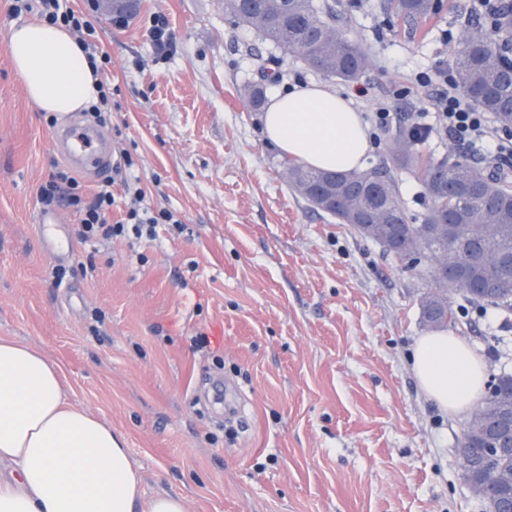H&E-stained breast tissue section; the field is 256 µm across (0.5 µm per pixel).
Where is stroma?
Returning a JSON list of instances; mask_svg holds the SVG:
<instances>
[{"instance_id": "1", "label": "stroma", "mask_w": 512, "mask_h": 512, "mask_svg": "<svg viewBox=\"0 0 512 512\" xmlns=\"http://www.w3.org/2000/svg\"><path fill=\"white\" fill-rule=\"evenodd\" d=\"M370 67L331 79L224 11V0H137L125 28L93 17L111 102L103 130L128 149L145 203L186 229L135 249L75 244L63 285L36 235L40 186L65 159L54 115L30 103L0 0V337L45 350L69 401L127 441L144 499L179 493L186 512H483L460 476L465 418L420 391L409 356L430 333L432 283L384 247L312 210L288 186L247 89L319 84L368 114L457 55L467 0L423 23L388 0H329ZM177 51L156 62L150 20ZM274 73L262 81V72ZM406 127L367 123L364 166H383ZM205 333L207 352L190 338ZM491 374L512 372V312H469L454 329Z\"/></svg>"}]
</instances>
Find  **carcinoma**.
<instances>
[{"instance_id": "carcinoma-1", "label": "carcinoma", "mask_w": 512, "mask_h": 512, "mask_svg": "<svg viewBox=\"0 0 512 512\" xmlns=\"http://www.w3.org/2000/svg\"><path fill=\"white\" fill-rule=\"evenodd\" d=\"M393 11L408 23L426 19L435 0H390ZM230 16L255 30L283 55L300 58L321 73L352 80L369 66V58L357 41L336 29L332 7L317 0H224ZM499 37L465 33L456 56L455 71L462 91L478 107L501 124L512 127V59L505 58L500 43L512 42V13L493 22ZM420 173L429 209L423 223L410 222L399 197L394 172ZM289 186L308 205L350 224L408 267L432 272L435 287L422 300L427 324H454L451 300L512 310V179L503 172L485 173L465 161L428 162L422 159L408 136H401L390 162L380 168L324 171L289 161L285 166ZM399 225L403 238L388 247L392 233L358 228ZM454 225L448 240L444 225ZM498 382L472 412L458 445L459 467L468 475L475 459L491 471L487 487L475 493L483 503L512 491V458L491 454L495 409L512 400V372L496 375Z\"/></svg>"}]
</instances>
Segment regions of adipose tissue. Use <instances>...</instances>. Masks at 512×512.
Here are the masks:
<instances>
[{
  "label": "adipose tissue",
  "instance_id": "1",
  "mask_svg": "<svg viewBox=\"0 0 512 512\" xmlns=\"http://www.w3.org/2000/svg\"><path fill=\"white\" fill-rule=\"evenodd\" d=\"M7 52L39 111L65 114L96 101L97 81L67 28L43 21L13 28ZM263 123L268 141L311 168L352 170L369 149L360 113L324 86L273 94ZM411 369L449 416L483 399V358L446 329L416 338ZM68 397L67 378L49 355L0 338V512H185L178 494L143 501L124 436L68 406Z\"/></svg>",
  "mask_w": 512,
  "mask_h": 512
}]
</instances>
